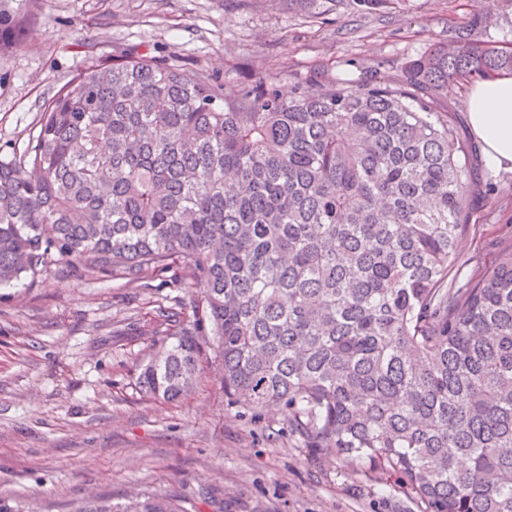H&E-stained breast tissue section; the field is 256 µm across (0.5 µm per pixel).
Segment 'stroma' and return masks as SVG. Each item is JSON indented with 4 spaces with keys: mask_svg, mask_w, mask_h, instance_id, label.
Returning <instances> with one entry per match:
<instances>
[{
    "mask_svg": "<svg viewBox=\"0 0 512 512\" xmlns=\"http://www.w3.org/2000/svg\"><path fill=\"white\" fill-rule=\"evenodd\" d=\"M488 0H31L25 31L0 54V156L22 152L47 104L88 67L120 53L200 68L237 89L258 72L282 89L344 79L398 78L403 63L454 35ZM474 175L495 190L478 201L461 251L465 281L512 248V171L474 152ZM187 268L130 281L51 264L0 285V498L40 512H76L92 498L150 490L197 512H408L396 478L377 494L358 469L312 457L288 412L228 405L215 371L182 402L145 396L140 365L169 344L135 336L158 310L191 323Z\"/></svg>",
    "mask_w": 512,
    "mask_h": 512,
    "instance_id": "obj_1",
    "label": "stroma"
}]
</instances>
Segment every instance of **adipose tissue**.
<instances>
[{
  "mask_svg": "<svg viewBox=\"0 0 512 512\" xmlns=\"http://www.w3.org/2000/svg\"><path fill=\"white\" fill-rule=\"evenodd\" d=\"M471 134L489 165L512 170V73L503 72L473 83L467 101Z\"/></svg>",
  "mask_w": 512,
  "mask_h": 512,
  "instance_id": "adipose-tissue-1",
  "label": "adipose tissue"
}]
</instances>
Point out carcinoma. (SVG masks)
Here are the masks:
<instances>
[{"label": "carcinoma", "instance_id": "cac0c4a2", "mask_svg": "<svg viewBox=\"0 0 512 512\" xmlns=\"http://www.w3.org/2000/svg\"><path fill=\"white\" fill-rule=\"evenodd\" d=\"M29 0H0V50ZM512 0L463 17L391 83L229 90L202 69L112 57L63 86L0 158V284L49 262L199 288L137 377L175 402L214 336L227 403L288 409L317 457L395 476L419 512H512V249L459 288L472 150L448 85L512 71L483 39ZM176 494L77 512H187Z\"/></svg>", "mask_w": 512, "mask_h": 512}]
</instances>
